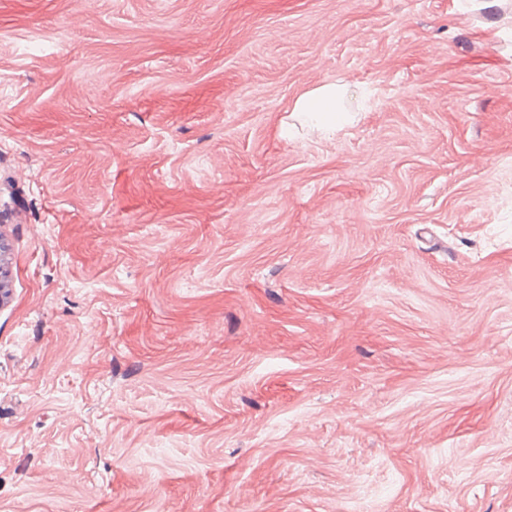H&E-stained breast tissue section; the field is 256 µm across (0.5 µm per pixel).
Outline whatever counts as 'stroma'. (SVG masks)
<instances>
[{
    "mask_svg": "<svg viewBox=\"0 0 512 512\" xmlns=\"http://www.w3.org/2000/svg\"><path fill=\"white\" fill-rule=\"evenodd\" d=\"M487 2L0 0V512H512ZM347 84L328 82L299 96L292 114L326 132H335L350 124L349 113L341 107Z\"/></svg>",
    "mask_w": 512,
    "mask_h": 512,
    "instance_id": "stroma-1",
    "label": "stroma"
}]
</instances>
